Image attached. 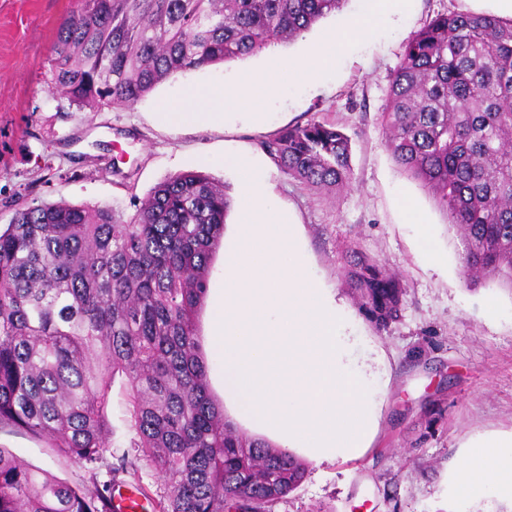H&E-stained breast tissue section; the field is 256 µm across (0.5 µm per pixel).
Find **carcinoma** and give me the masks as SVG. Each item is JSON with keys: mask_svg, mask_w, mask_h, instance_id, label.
Returning a JSON list of instances; mask_svg holds the SVG:
<instances>
[{"mask_svg": "<svg viewBox=\"0 0 512 512\" xmlns=\"http://www.w3.org/2000/svg\"><path fill=\"white\" fill-rule=\"evenodd\" d=\"M56 33L52 93L96 112L171 75L289 43L345 0H76ZM397 165L443 208L461 273L512 288V19L445 12L407 40L382 112ZM314 189L350 186L351 143L312 121L262 142ZM231 200L196 171L153 188L130 219L65 201L24 205L0 233V428L47 441L89 474L73 486L0 448V512H111L112 383L126 380L136 458L164 480L157 512H275L305 478L280 448L237 434L211 393L197 317ZM343 275L379 331L404 287L351 246Z\"/></svg>", "mask_w": 512, "mask_h": 512, "instance_id": "carcinoma-1", "label": "carcinoma"}]
</instances>
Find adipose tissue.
Segmentation results:
<instances>
[{"label":"adipose tissue","instance_id":"ef3b65f1","mask_svg":"<svg viewBox=\"0 0 512 512\" xmlns=\"http://www.w3.org/2000/svg\"><path fill=\"white\" fill-rule=\"evenodd\" d=\"M409 0H361L346 33L279 59L232 84L191 86L157 119L181 127L260 125L270 98L298 82H322L357 40L408 10ZM238 176V221L224 230V267L212 290L207 331L219 360L224 418L249 439L318 465L353 459L377 436L382 384L372 358H357L348 304L307 270L302 231L274 194L264 164L245 151L224 155ZM468 501L512 503V434L470 446L449 479Z\"/></svg>","mask_w":512,"mask_h":512}]
</instances>
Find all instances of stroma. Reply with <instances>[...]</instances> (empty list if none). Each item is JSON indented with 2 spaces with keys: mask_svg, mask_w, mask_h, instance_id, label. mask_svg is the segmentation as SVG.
<instances>
[{
  "mask_svg": "<svg viewBox=\"0 0 512 512\" xmlns=\"http://www.w3.org/2000/svg\"><path fill=\"white\" fill-rule=\"evenodd\" d=\"M75 0H0V230L16 209L66 201L132 216L174 174L201 171L235 194L225 151L263 155L275 132L311 121L336 124L351 140L352 183L325 193L284 175L267 160L276 194L303 233L312 274L357 313V352H382L386 382L378 436L361 458L308 465L300 486L275 512H512L481 497L460 505L446 476L474 440L512 433V289L470 285L460 272L462 243L447 216L386 148L381 113L406 40L440 12H470L468 0H414L410 13L359 39L320 84H299L266 107L264 126L172 129L156 114L199 81L233 82L266 63V53L176 74L127 106L88 112L49 90L57 28ZM357 246L407 289L398 322L377 331L341 275ZM438 249L433 264L425 246ZM0 448L72 484L86 474L57 457L44 439L0 429Z\"/></svg>",
  "mask_w": 512,
  "mask_h": 512,
  "instance_id": "35a3bbf8",
  "label": "stroma"
}]
</instances>
